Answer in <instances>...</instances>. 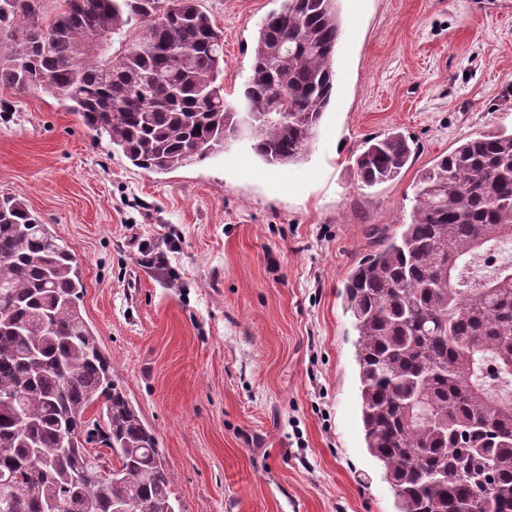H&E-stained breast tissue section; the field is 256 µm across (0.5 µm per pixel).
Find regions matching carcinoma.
Here are the masks:
<instances>
[{
  "label": "carcinoma",
  "mask_w": 512,
  "mask_h": 512,
  "mask_svg": "<svg viewBox=\"0 0 512 512\" xmlns=\"http://www.w3.org/2000/svg\"><path fill=\"white\" fill-rule=\"evenodd\" d=\"M338 0H280L252 43L248 109L278 92L288 118L251 148L269 164L308 154L333 93ZM105 28L120 53H82ZM0 87L81 113L135 167L167 173L226 150L224 43L198 0H0ZM412 154L390 132L355 159L369 186ZM411 222L344 282L357 331L361 420L397 512H512V134L465 138L424 170ZM78 262L25 200L0 197V512H181L144 424L81 310ZM102 403V420L87 417ZM111 450L112 460L89 446Z\"/></svg>",
  "instance_id": "carcinoma-1"
}]
</instances>
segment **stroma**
Returning a JSON list of instances; mask_svg holds the SVG:
<instances>
[{
    "instance_id": "35a3bbf8",
    "label": "stroma",
    "mask_w": 512,
    "mask_h": 512,
    "mask_svg": "<svg viewBox=\"0 0 512 512\" xmlns=\"http://www.w3.org/2000/svg\"><path fill=\"white\" fill-rule=\"evenodd\" d=\"M242 108L276 0H199ZM336 85L305 161L240 140L168 173L134 167L47 95L0 90V194L78 260L81 309L167 462L184 512H396L365 448L357 332L341 295L409 223L419 174L459 140L512 133V0H339ZM403 133L366 187L364 139ZM177 246L166 266L143 246ZM412 154L407 138L401 132H390L372 137L355 159L361 181L369 187L396 178L405 168Z\"/></svg>"
}]
</instances>
